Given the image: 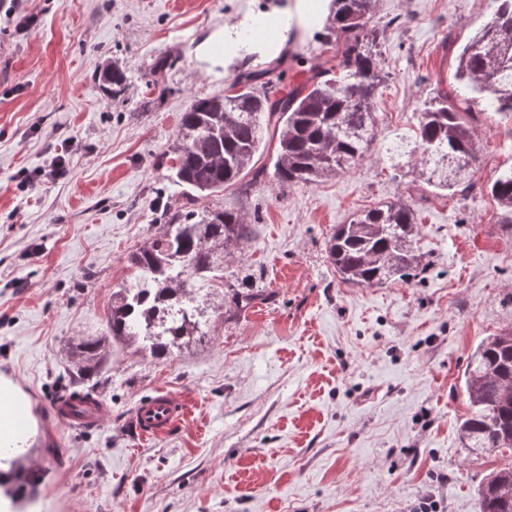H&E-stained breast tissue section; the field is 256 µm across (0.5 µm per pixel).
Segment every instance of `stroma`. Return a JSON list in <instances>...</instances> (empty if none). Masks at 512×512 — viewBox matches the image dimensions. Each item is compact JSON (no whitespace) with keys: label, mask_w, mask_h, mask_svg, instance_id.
<instances>
[{"label":"stroma","mask_w":512,"mask_h":512,"mask_svg":"<svg viewBox=\"0 0 512 512\" xmlns=\"http://www.w3.org/2000/svg\"><path fill=\"white\" fill-rule=\"evenodd\" d=\"M493 0H380L375 137L355 171L312 185L274 176L277 132L255 157L263 180L206 206L251 232L224 276L194 282L210 334L163 357L115 342L83 390L99 424L60 423L69 346L102 336L113 293L135 286L130 254L185 209L168 150L183 112L223 94L238 59L210 35L284 13L283 0H0V374L30 397L36 465L18 512H479L478 486L512 454L475 457L458 427L476 346L512 327V223L486 188L512 167V117L481 115L472 188L417 185L397 152L419 107L455 85L457 49ZM325 17L279 24L250 68L284 86L329 69ZM168 58L163 89L156 60ZM118 63L120 95L100 73ZM65 155L55 179L48 158ZM402 199L428 267L408 283H340L327 258L337 225ZM272 300L228 314L226 285ZM183 421L142 438L132 415L159 392Z\"/></svg>","instance_id":"35a3bbf8"}]
</instances>
